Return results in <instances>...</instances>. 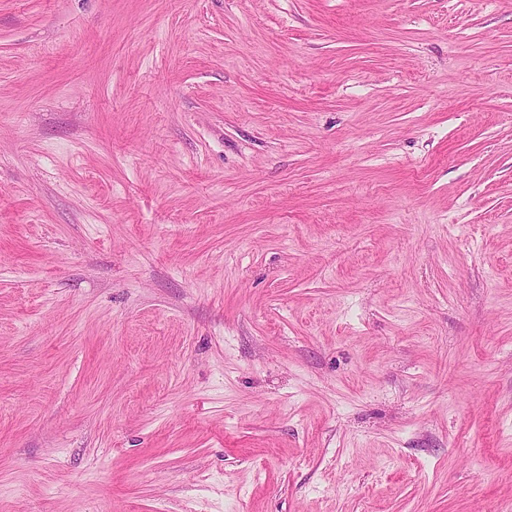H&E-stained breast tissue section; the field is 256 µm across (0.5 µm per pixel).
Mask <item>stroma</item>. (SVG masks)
Instances as JSON below:
<instances>
[{"mask_svg":"<svg viewBox=\"0 0 512 512\" xmlns=\"http://www.w3.org/2000/svg\"><path fill=\"white\" fill-rule=\"evenodd\" d=\"M0 512H512V0H0Z\"/></svg>","mask_w":512,"mask_h":512,"instance_id":"obj_1","label":"stroma"}]
</instances>
